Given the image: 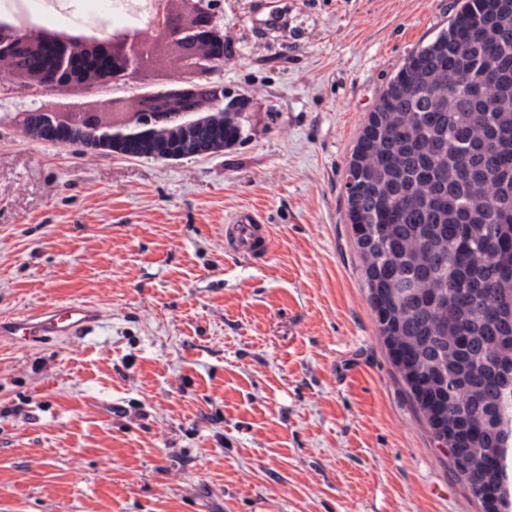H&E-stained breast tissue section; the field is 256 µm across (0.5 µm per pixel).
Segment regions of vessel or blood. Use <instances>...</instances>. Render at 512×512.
I'll return each mask as SVG.
<instances>
[{
	"label": "vessel or blood",
	"instance_id": "vessel-or-blood-1",
	"mask_svg": "<svg viewBox=\"0 0 512 512\" xmlns=\"http://www.w3.org/2000/svg\"><path fill=\"white\" fill-rule=\"evenodd\" d=\"M271 244L269 225L253 211H240L230 216L225 225L224 245L234 254L254 263L265 262ZM99 311L84 304L49 307L36 314L0 320V337L29 345L49 341H65L90 335L101 323Z\"/></svg>",
	"mask_w": 512,
	"mask_h": 512
}]
</instances>
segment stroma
Wrapping results in <instances>:
<instances>
[{"instance_id":"1","label":"stroma","mask_w":512,"mask_h":512,"mask_svg":"<svg viewBox=\"0 0 512 512\" xmlns=\"http://www.w3.org/2000/svg\"><path fill=\"white\" fill-rule=\"evenodd\" d=\"M459 0H224L241 137L177 161L59 146L0 79V316L91 303L94 334L0 341V512H484L367 301L346 170L387 82ZM250 208L260 265L224 248Z\"/></svg>"}]
</instances>
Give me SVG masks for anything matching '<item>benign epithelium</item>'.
<instances>
[{"label":"benign epithelium","mask_w":512,"mask_h":512,"mask_svg":"<svg viewBox=\"0 0 512 512\" xmlns=\"http://www.w3.org/2000/svg\"><path fill=\"white\" fill-rule=\"evenodd\" d=\"M191 19L185 21L176 11L173 0H146L134 4L143 14L144 26L157 33V41L172 49L179 68L199 79L182 91L177 108L162 105L157 96L142 103L134 131L112 136L99 135L97 112L74 108L65 113L36 110L27 117L24 130L33 137L54 144L98 142L113 152L130 157L166 160L199 156L224 149L218 140L204 145L192 140L189 125L182 121L187 112L196 110L200 97L207 98L215 112L213 122L224 127V113L244 110L239 95L224 89V85L202 82L200 78L224 65L228 49L224 45V0H187ZM36 56L39 65L21 66V62ZM158 53L156 44L145 42L137 29L119 37L101 34L88 43L50 41L36 29L21 30L0 21V60L14 67L11 78L24 74L37 85L32 90L67 88L85 96H94L137 75H151Z\"/></svg>","instance_id":"obj_1"}]
</instances>
